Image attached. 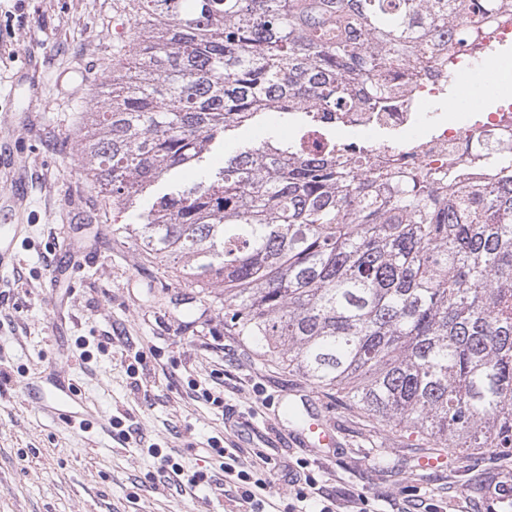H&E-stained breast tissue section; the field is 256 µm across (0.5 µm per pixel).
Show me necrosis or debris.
I'll list each match as a JSON object with an SVG mask.
<instances>
[{
    "mask_svg": "<svg viewBox=\"0 0 512 512\" xmlns=\"http://www.w3.org/2000/svg\"><path fill=\"white\" fill-rule=\"evenodd\" d=\"M456 24L452 18L439 29L437 50L424 72L404 66L402 91L396 98L381 101L375 112H351L326 121L323 131L340 138L342 147L392 156L404 169L446 171L449 155L463 146L492 164L512 160V98L489 108L475 123L433 109L449 84L464 87L489 65V57L479 56L478 48L512 44V4L484 16L474 46H453Z\"/></svg>",
    "mask_w": 512,
    "mask_h": 512,
    "instance_id": "necrosis-or-debris-1",
    "label": "necrosis or debris"
}]
</instances>
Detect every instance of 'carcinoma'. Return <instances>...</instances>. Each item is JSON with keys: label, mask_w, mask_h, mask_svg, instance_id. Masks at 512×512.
Here are the masks:
<instances>
[{"label": "carcinoma", "mask_w": 512, "mask_h": 512, "mask_svg": "<svg viewBox=\"0 0 512 512\" xmlns=\"http://www.w3.org/2000/svg\"><path fill=\"white\" fill-rule=\"evenodd\" d=\"M470 0H126L81 144L119 230L219 291L224 326L424 448L512 451V184L391 172L237 127L361 112Z\"/></svg>", "instance_id": "1"}]
</instances>
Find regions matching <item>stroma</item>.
<instances>
[{
    "mask_svg": "<svg viewBox=\"0 0 512 512\" xmlns=\"http://www.w3.org/2000/svg\"><path fill=\"white\" fill-rule=\"evenodd\" d=\"M123 2L0 0V185L17 196L0 225L23 227L0 265V512H238L209 446L228 432L225 412L268 434L279 399L308 388L226 331L212 293L184 286L116 232L131 215L106 219L89 187L78 145L112 86ZM56 375L79 392L88 421L30 400V385ZM194 381L222 392L223 407L195 394ZM320 405L341 445L270 449L273 512H292L282 474L300 459L340 503L361 492L417 499L423 512H512V457L423 470L416 435L372 428L340 400ZM152 448L203 481L190 489L161 476ZM379 453L392 473L369 467ZM478 481L495 486V499L469 494Z\"/></svg>",
    "mask_w": 512,
    "mask_h": 512,
    "instance_id": "obj_1",
    "label": "stroma"
}]
</instances>
